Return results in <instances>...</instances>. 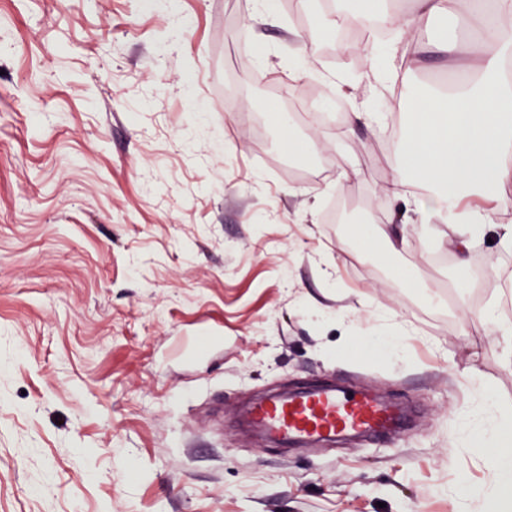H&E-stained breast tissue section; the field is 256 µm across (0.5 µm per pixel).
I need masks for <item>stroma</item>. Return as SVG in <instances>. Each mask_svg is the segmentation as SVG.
Segmentation results:
<instances>
[{"label":"stroma","mask_w":512,"mask_h":512,"mask_svg":"<svg viewBox=\"0 0 512 512\" xmlns=\"http://www.w3.org/2000/svg\"><path fill=\"white\" fill-rule=\"evenodd\" d=\"M399 8L404 89L363 82L383 55L300 61L336 18L319 2L0 0V512H490L463 490L486 471L462 421L512 406L481 316H512V249L480 241L462 269L405 224L375 259L382 188L437 192L385 131L464 78ZM365 101L387 122L354 120ZM330 382L412 404L411 429L283 448L241 422Z\"/></svg>","instance_id":"35a3bbf8"}]
</instances>
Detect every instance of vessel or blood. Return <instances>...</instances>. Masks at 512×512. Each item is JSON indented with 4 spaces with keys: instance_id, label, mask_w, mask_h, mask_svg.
Wrapping results in <instances>:
<instances>
[{
    "instance_id": "1",
    "label": "vessel or blood",
    "mask_w": 512,
    "mask_h": 512,
    "mask_svg": "<svg viewBox=\"0 0 512 512\" xmlns=\"http://www.w3.org/2000/svg\"><path fill=\"white\" fill-rule=\"evenodd\" d=\"M252 425L278 442L333 440L368 432L374 435L395 426L397 410L344 386L320 387L288 398L272 396L249 413Z\"/></svg>"
}]
</instances>
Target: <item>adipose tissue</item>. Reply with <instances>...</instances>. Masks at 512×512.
Returning <instances> with one entry per match:
<instances>
[{"mask_svg": "<svg viewBox=\"0 0 512 512\" xmlns=\"http://www.w3.org/2000/svg\"><path fill=\"white\" fill-rule=\"evenodd\" d=\"M418 17L437 14L461 16L485 34L454 44L450 56L466 61L473 77L467 84L432 96H413V121L399 157L403 169L444 186L437 209L404 215L407 224H428L441 214L442 237L452 239L459 266H466L474 241L494 233L501 244L512 246L511 224H490L491 212L505 205L504 196L489 193V186L512 182V84L504 81L501 63L512 54V0H495L486 11L485 0H414ZM353 12L366 20L380 19L394 32L390 59L407 54L399 12L387 0H352ZM482 197L479 207L462 205L464 194ZM491 422L479 423L477 444L486 469V480L471 489L474 497H491L496 512H512V411L490 410Z\"/></svg>", "mask_w": 512, "mask_h": 512, "instance_id": "obj_1", "label": "adipose tissue"}]
</instances>
